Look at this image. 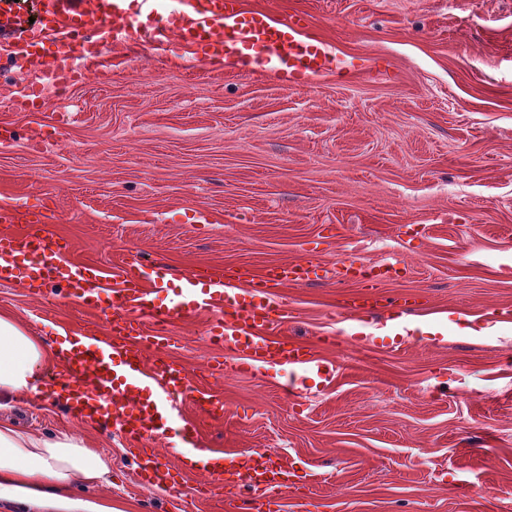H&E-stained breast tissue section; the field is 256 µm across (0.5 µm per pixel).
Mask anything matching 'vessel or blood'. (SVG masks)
<instances>
[{
  "label": "vessel or blood",
  "instance_id": "1",
  "mask_svg": "<svg viewBox=\"0 0 512 512\" xmlns=\"http://www.w3.org/2000/svg\"><path fill=\"white\" fill-rule=\"evenodd\" d=\"M303 15L289 21L274 20L245 0H179L176 8L160 19L150 38L157 48L193 49L204 58H220L226 65L271 67L291 85H301L326 72L331 64L327 44L303 32ZM141 40V30L126 0H43L39 26L17 22L11 0H0V49L8 62L24 61L27 69L53 70L60 81L78 82L79 74L69 57L87 61L98 58L105 37ZM68 59H61V51ZM42 210L0 207V281L27 284L38 291L59 284L65 297L80 306L102 309L108 333L80 326L66 350L61 371L51 383L52 394H69L70 410L77 418L113 425L125 436L139 461V483L147 489L176 487L180 475L162 462L146 443L176 429L185 449L189 469L208 474L205 497L232 487L255 493L286 486L288 471L277 453L242 450L225 457L223 451L199 445L195 421L177 422L172 410L180 397L208 417L224 415V402L204 386L190 387L182 368L156 359L146 363L147 346L166 344V323L201 310L223 312L214 325L216 338L230 351L235 371L253 373L261 366H288L314 372L322 381L335 378V367L311 347L288 337L281 326L286 311L279 300L281 288L321 279L323 267L318 248L300 259L259 270L239 268L234 275L213 269L181 275L178 297L156 301L166 283L160 264L126 263L106 284L101 270L69 260L71 245L52 234L13 233V224L44 223ZM398 264L367 265L356 254L340 260L336 278L370 284V292L343 298L348 316L363 321L396 306V299L378 293L384 281L399 277Z\"/></svg>",
  "mask_w": 512,
  "mask_h": 512
}]
</instances>
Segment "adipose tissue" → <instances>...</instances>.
I'll return each mask as SVG.
<instances>
[{
    "mask_svg": "<svg viewBox=\"0 0 512 512\" xmlns=\"http://www.w3.org/2000/svg\"><path fill=\"white\" fill-rule=\"evenodd\" d=\"M61 360L57 349L0 309V408L38 399V370ZM112 475V455L92 448L72 433L47 437L0 425V499L19 500L37 512H115L112 500L70 498L77 485L104 486Z\"/></svg>",
    "mask_w": 512,
    "mask_h": 512,
    "instance_id": "obj_1",
    "label": "adipose tissue"
}]
</instances>
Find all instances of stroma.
Instances as JSON below:
<instances>
[{"mask_svg": "<svg viewBox=\"0 0 512 512\" xmlns=\"http://www.w3.org/2000/svg\"><path fill=\"white\" fill-rule=\"evenodd\" d=\"M247 3L304 14L338 64L370 57L373 70L292 86L110 43L98 74L30 112L17 104L30 74L2 63L0 205L52 200L50 231L107 274L136 258L170 280L260 269L315 240L330 269L351 254L405 262L380 291L417 304L370 331L339 308L358 283L283 290L282 327L335 364L328 385L301 369L236 373L210 340L216 313L171 322L170 361L224 399L204 442L316 472L280 493L283 512H512V0ZM200 211L209 223H194ZM0 307L54 347L91 316L52 285H0ZM0 419L109 451L112 484L96 493L117 512H215L203 475L142 488L121 433L51 399Z\"/></svg>", "mask_w": 512, "mask_h": 512, "instance_id": "1", "label": "stroma"}]
</instances>
